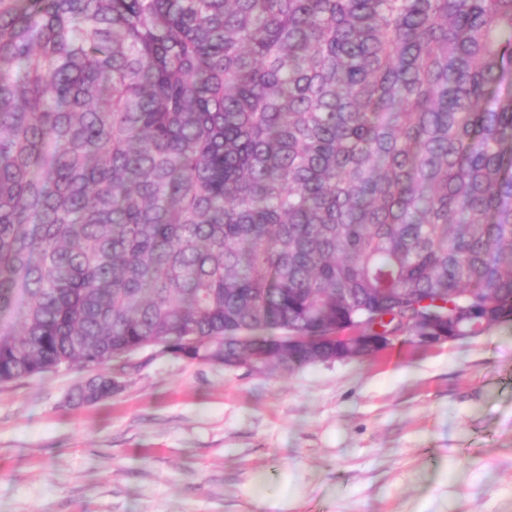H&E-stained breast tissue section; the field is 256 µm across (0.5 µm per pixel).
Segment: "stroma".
Listing matches in <instances>:
<instances>
[{"instance_id": "35a3bbf8", "label": "stroma", "mask_w": 512, "mask_h": 512, "mask_svg": "<svg viewBox=\"0 0 512 512\" xmlns=\"http://www.w3.org/2000/svg\"><path fill=\"white\" fill-rule=\"evenodd\" d=\"M129 362L94 404L77 366L0 386V512H512V319L292 373Z\"/></svg>"}]
</instances>
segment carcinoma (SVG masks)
Listing matches in <instances>:
<instances>
[{"label":"carcinoma","mask_w":512,"mask_h":512,"mask_svg":"<svg viewBox=\"0 0 512 512\" xmlns=\"http://www.w3.org/2000/svg\"><path fill=\"white\" fill-rule=\"evenodd\" d=\"M511 318L512 0H0V385Z\"/></svg>","instance_id":"cac0c4a2"}]
</instances>
